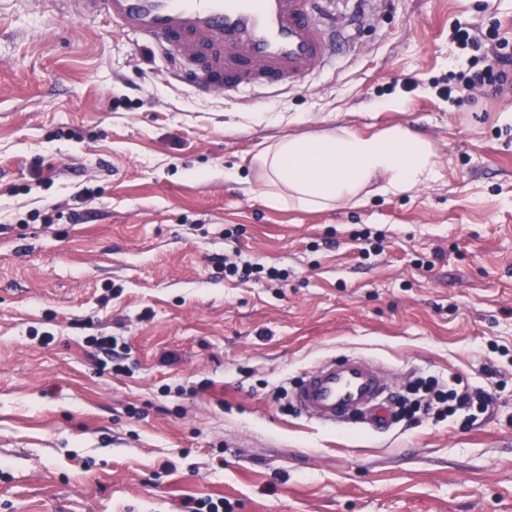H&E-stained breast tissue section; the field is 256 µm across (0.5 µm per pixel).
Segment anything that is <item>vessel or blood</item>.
Segmentation results:
<instances>
[{
    "label": "vessel or blood",
    "instance_id": "obj_1",
    "mask_svg": "<svg viewBox=\"0 0 512 512\" xmlns=\"http://www.w3.org/2000/svg\"><path fill=\"white\" fill-rule=\"evenodd\" d=\"M81 18H105L170 60L198 95L294 87L332 61L352 18L330 0H73ZM389 375L371 358L325 359L296 383L293 405L327 426L380 428L390 421Z\"/></svg>",
    "mask_w": 512,
    "mask_h": 512
}]
</instances>
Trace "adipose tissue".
Segmentation results:
<instances>
[{
	"instance_id": "obj_1",
	"label": "adipose tissue",
	"mask_w": 512,
	"mask_h": 512,
	"mask_svg": "<svg viewBox=\"0 0 512 512\" xmlns=\"http://www.w3.org/2000/svg\"><path fill=\"white\" fill-rule=\"evenodd\" d=\"M257 190L268 202L324 209L367 188L400 195L430 180L439 158L422 134L397 125L371 135L337 126L314 137L284 136L255 158Z\"/></svg>"
}]
</instances>
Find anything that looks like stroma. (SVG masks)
<instances>
[{"instance_id": "35a3bbf8", "label": "stroma", "mask_w": 512, "mask_h": 512, "mask_svg": "<svg viewBox=\"0 0 512 512\" xmlns=\"http://www.w3.org/2000/svg\"><path fill=\"white\" fill-rule=\"evenodd\" d=\"M335 8L367 14L352 51L227 98L102 19L0 0V512H512V94L441 93L473 56L453 25L510 52L512 0ZM333 124L422 132L437 179L325 210L251 192L263 148ZM349 354L397 393L433 376L493 404L385 431L300 416L303 372Z\"/></svg>"}]
</instances>
